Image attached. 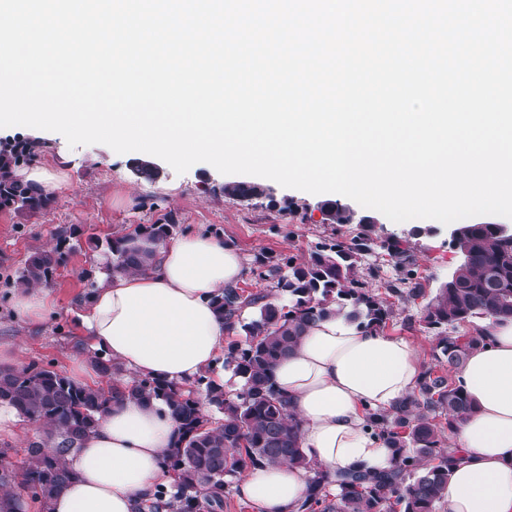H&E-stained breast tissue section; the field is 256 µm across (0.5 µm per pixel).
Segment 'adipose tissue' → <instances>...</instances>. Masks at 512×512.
I'll use <instances>...</instances> for the list:
<instances>
[{"mask_svg": "<svg viewBox=\"0 0 512 512\" xmlns=\"http://www.w3.org/2000/svg\"><path fill=\"white\" fill-rule=\"evenodd\" d=\"M246 268L234 247L186 234L158 243L147 269L103 274L81 327L92 348L122 368L114 389L143 378L187 385L213 369L233 329L211 300L236 287ZM486 334L453 373L472 410L448 439L457 451L442 499L448 512H512V320L489 324ZM420 375L407 340L336 316L310 327L273 371L287 415L301 423L310 467L331 472L388 467L390 450L372 436L368 413L392 410L417 390ZM176 438L160 402L113 401L66 457L74 477L47 512H138L172 483L163 459ZM308 469L257 466L238 477L236 493L259 512H298Z\"/></svg>", "mask_w": 512, "mask_h": 512, "instance_id": "obj_1", "label": "adipose tissue"}]
</instances>
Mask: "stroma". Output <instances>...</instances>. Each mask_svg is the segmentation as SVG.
Listing matches in <instances>:
<instances>
[{
  "label": "stroma",
  "instance_id": "obj_1",
  "mask_svg": "<svg viewBox=\"0 0 512 512\" xmlns=\"http://www.w3.org/2000/svg\"><path fill=\"white\" fill-rule=\"evenodd\" d=\"M17 134L36 138L39 162H51L66 154L64 172L69 183L68 190L53 195L51 206L43 212H0V344L22 339L20 363L24 366L50 361L66 374L77 362L91 359L90 353L74 352L72 345L82 337L81 320L88 309L85 272L104 265L108 258L105 250H93L85 244L68 253L49 284L56 309L45 322L28 324L12 306L10 283L17 270L35 251L55 247L62 232L77 227L86 237L117 238L136 225L159 223L170 216L184 232L218 237L245 257L248 272L240 289L274 294L271 281L256 274L259 258L270 253L300 262L315 243L336 237L348 239L358 231L356 221L341 225L327 220L320 210L327 196L285 188L270 179L225 175L203 162L179 174L165 163L161 178L149 183L133 173L129 154L116 153L106 145L72 148L54 132H33L22 126L0 128V137ZM243 182L271 190L273 201L246 202L225 195V185ZM340 205L356 220L367 217L374 222L368 261L378 266L379 272L367 283L393 308L387 333L409 341L419 353L422 368L433 367L436 339L425 327L426 301L390 293L388 286L397 273L384 245L397 239L408 246L414 278L431 294L460 262L459 253L450 245V226L433 219L395 223L351 199L341 200Z\"/></svg>",
  "mask_w": 512,
  "mask_h": 512
}]
</instances>
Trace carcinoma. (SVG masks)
Returning a JSON list of instances; mask_svg holds the SVG:
<instances>
[{"mask_svg":"<svg viewBox=\"0 0 512 512\" xmlns=\"http://www.w3.org/2000/svg\"><path fill=\"white\" fill-rule=\"evenodd\" d=\"M36 147L25 136L0 138V211L37 214L50 205L49 195L17 176L18 169L37 158ZM224 193L243 198L262 194L264 188L228 184ZM177 228L173 222L139 224L130 233L106 240L111 255L106 272L146 269L153 245L170 239ZM66 242L64 238L52 250L33 253L16 284L51 281L64 262ZM451 244L462 261L429 298L425 322L429 329L444 327L453 335L438 338L437 366L422 373L416 393L389 412L368 415L372 435L391 450L388 468L333 475L312 467L301 445L300 423L286 416V401L273 381L276 364L317 321L343 316L360 329L383 330L393 316L392 306L359 275L371 251L368 238H330L316 243L298 264L271 254L259 260L261 277L275 281L288 305L269 302L262 293L244 295L236 288L212 299L216 310L245 336L224 353V366L241 381L235 393H226L209 372L187 387L142 379L128 389L130 398L161 401L179 433L163 460L175 483L157 488L153 501L145 505L147 512H219L230 479L257 465L285 462L312 472L300 512H438L455 458L444 443L445 432H453L472 409L463 390L442 372L443 362L451 371L485 341V327L475 320L512 318V234L498 224H461L452 232ZM386 250L396 268L408 267L411 255L399 241L387 242ZM246 308L254 309L249 319L242 317ZM92 365L106 385H83L50 363L0 367V402L45 427L29 444L20 468L1 463L9 447L0 448V488H12L0 497V512H26L28 507L44 512L48 500L74 478L65 458L80 448L118 397L112 380L121 368L104 351L95 353ZM200 395L222 414L217 423L201 416ZM329 486L335 493L326 491Z\"/></svg>","mask_w":512,"mask_h":512,"instance_id":"cac0c4a2","label":"carcinoma"}]
</instances>
